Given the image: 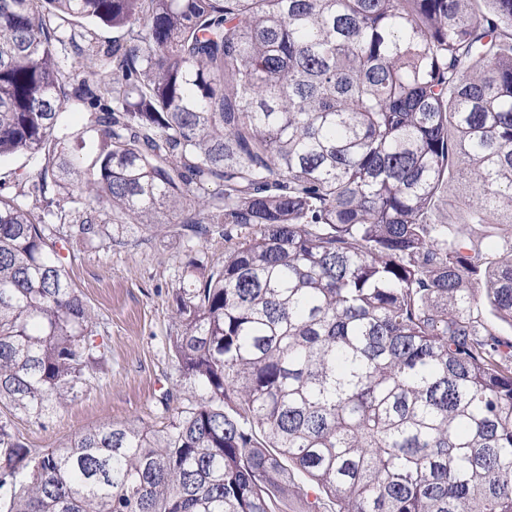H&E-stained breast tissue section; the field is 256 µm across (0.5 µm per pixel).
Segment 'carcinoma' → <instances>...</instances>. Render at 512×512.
Segmentation results:
<instances>
[{
  "label": "carcinoma",
  "mask_w": 512,
  "mask_h": 512,
  "mask_svg": "<svg viewBox=\"0 0 512 512\" xmlns=\"http://www.w3.org/2000/svg\"><path fill=\"white\" fill-rule=\"evenodd\" d=\"M123 31L66 83L51 25ZM83 108L75 130L67 109ZM82 205L0 195V407L42 420L108 370L61 254L181 217L184 398L40 453L0 414V512H512V0H0V159ZM206 191L185 213L192 188ZM112 212L99 224L98 213ZM38 165L27 157H13L0 163V195L15 198L23 208L31 209L41 215L47 224H79L78 204L67 202L61 194L49 186L45 196L31 195L28 186L35 179ZM25 194V195H24ZM51 201V204H47ZM235 241L236 239L224 241V236L219 234L209 236L195 247L196 257L208 264L222 262L224 261V251ZM295 486L296 491L294 497L288 500V506H283V510L285 512H295V510H298L297 507L299 500H302L306 494L311 501L318 496L322 498L324 503L331 505L326 496L321 494L318 489L312 485L308 478L300 472L295 473Z\"/></svg>",
  "instance_id": "1"
}]
</instances>
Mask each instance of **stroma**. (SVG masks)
I'll list each match as a JSON object with an SVG mask.
<instances>
[{"mask_svg":"<svg viewBox=\"0 0 512 512\" xmlns=\"http://www.w3.org/2000/svg\"><path fill=\"white\" fill-rule=\"evenodd\" d=\"M60 33L70 40L67 50L74 76L96 82L99 71L92 49L112 40V28L75 19ZM37 171V164L27 157L0 161V195L15 198L46 223L71 224L80 205L67 202L52 188L42 196L29 194ZM63 255L73 284L95 314L99 338L108 346L112 363L81 396L41 422L20 413L13 416L16 434L38 452L110 422L155 423L164 414L163 395L180 384L168 338L178 330L173 293L187 261L181 237L167 227L133 225L92 247L79 241L68 244Z\"/></svg>","mask_w":512,"mask_h":512,"instance_id":"35a3bbf8","label":"stroma"}]
</instances>
